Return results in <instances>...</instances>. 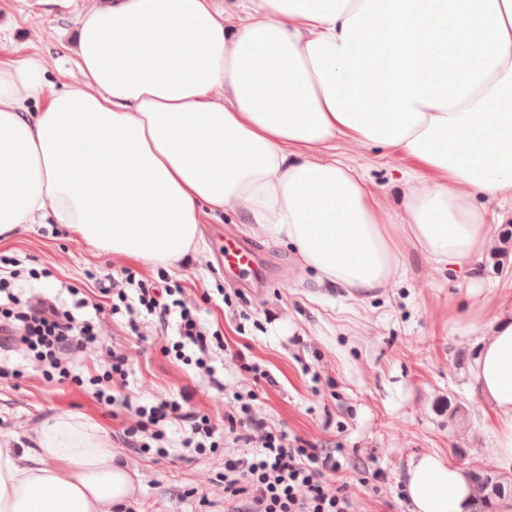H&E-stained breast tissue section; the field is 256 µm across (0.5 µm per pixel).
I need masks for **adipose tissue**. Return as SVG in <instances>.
I'll return each instance as SVG.
<instances>
[{
	"label": "adipose tissue",
	"mask_w": 512,
	"mask_h": 512,
	"mask_svg": "<svg viewBox=\"0 0 512 512\" xmlns=\"http://www.w3.org/2000/svg\"><path fill=\"white\" fill-rule=\"evenodd\" d=\"M84 0L77 82L44 96L32 58L0 61V238L62 224L96 249L183 259L205 211L237 208L321 277L360 294L412 253L476 272L492 203L512 201V0ZM340 138L410 159L395 207L332 156ZM512 461V315L469 303ZM417 512H468L467 471L433 455L405 479ZM133 486L97 426L47 419L0 443V512H113Z\"/></svg>",
	"instance_id": "ef3b65f1"
}]
</instances>
